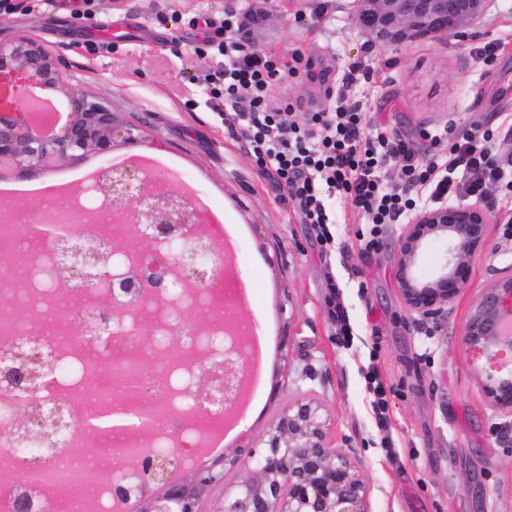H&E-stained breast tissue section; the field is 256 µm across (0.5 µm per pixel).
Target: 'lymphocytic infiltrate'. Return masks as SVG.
<instances>
[{
    "mask_svg": "<svg viewBox=\"0 0 512 512\" xmlns=\"http://www.w3.org/2000/svg\"><path fill=\"white\" fill-rule=\"evenodd\" d=\"M218 49L223 69L203 76L213 98L220 105H233L230 118L241 126L259 166L297 200L305 223L322 228L324 241L332 236L326 230L323 190L341 192L375 224L389 223L412 209V198L379 176L380 166L391 159L402 160L406 183L433 182L439 199H483L497 184L512 189V172L499 164L489 133L475 132L465 144L453 145L448 168L450 173L464 170L463 182L453 181L450 173L439 178L435 165H420L404 143L389 140L381 131L365 135L361 113L316 112L303 124L285 123L281 108L267 99L268 87L280 72L273 62L235 41L219 42Z\"/></svg>",
    "mask_w": 512,
    "mask_h": 512,
    "instance_id": "lymphocytic-infiltrate-1",
    "label": "lymphocytic infiltrate"
}]
</instances>
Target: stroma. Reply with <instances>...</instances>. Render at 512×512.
Wrapping results in <instances>:
<instances>
[{"label":"stroma","mask_w":512,"mask_h":512,"mask_svg":"<svg viewBox=\"0 0 512 512\" xmlns=\"http://www.w3.org/2000/svg\"><path fill=\"white\" fill-rule=\"evenodd\" d=\"M0 14V42L29 35L51 50L65 78L108 103L153 139L166 168L191 180L217 215L241 228L233 263L251 273L254 301L237 313L260 330L265 356L248 382L242 426L261 436L278 404L322 402L335 447L369 486L370 512H512V413L490 406L463 345L472 301L512 264V193L491 187L487 243L470 280L436 318L407 312L394 252L408 216L372 224L339 194L323 195L332 247L304 223L294 199L259 168L238 127L225 124L193 79L208 21L245 0H71ZM354 0H267L259 21L227 39L290 63L315 79L274 82L271 104L304 123L339 101L406 143L417 161L446 165L450 144L489 131L512 164V0H486L466 36L397 46L371 44ZM497 49L492 60L480 50Z\"/></svg>","instance_id":"1"}]
</instances>
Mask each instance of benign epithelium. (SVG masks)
<instances>
[{"mask_svg": "<svg viewBox=\"0 0 512 512\" xmlns=\"http://www.w3.org/2000/svg\"><path fill=\"white\" fill-rule=\"evenodd\" d=\"M485 0H356V22L368 38L383 46L419 38L464 32L483 11ZM45 87L70 114L47 136L36 133L34 110L18 104L0 108V168L18 176L54 167L79 165L87 157L119 147H137L141 136L90 93L67 82L54 56L36 40L20 37L0 43V80ZM113 220L133 225L137 248H119L123 234L75 236L66 226L36 228L38 240L57 245L49 284L65 288L69 300L89 288H106L108 298L87 311L93 331L105 340L143 347L160 307L185 321L188 307L168 296L175 285L182 298L211 300L209 284L223 266L217 246L204 230L200 213L182 190L163 186L132 162L103 172L98 180ZM489 211L479 204L458 203L417 212L398 240L395 280L405 309L435 318L467 287L472 255L483 248ZM444 247L443 263L426 277L419 268L432 244ZM222 358L204 343L173 349L182 363L197 368V402L222 395L224 413L238 407L246 383L250 354L236 337L224 334ZM465 352L476 368L490 405L512 412V265L498 270L492 283L473 301L465 323ZM32 367L23 373L8 367L0 380L28 390L42 376L43 355H29ZM61 419L48 423L36 411L15 422L23 438L46 435ZM192 444L143 457L135 484L116 477L113 494L135 504L136 512H205L203 501L224 483V464L237 471L224 512H369V494L360 470L346 453L332 445L322 404L295 397L278 406L259 440L233 449L230 460L218 458L171 480Z\"/></svg>", "mask_w": 512, "mask_h": 512, "instance_id": "1", "label": "benign epithelium"}]
</instances>
